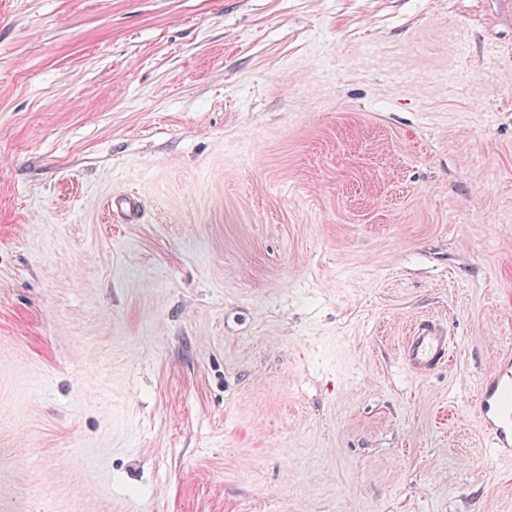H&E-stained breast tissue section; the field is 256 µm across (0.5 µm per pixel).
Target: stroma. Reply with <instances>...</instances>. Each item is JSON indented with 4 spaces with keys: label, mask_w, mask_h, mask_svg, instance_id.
<instances>
[{
    "label": "stroma",
    "mask_w": 512,
    "mask_h": 512,
    "mask_svg": "<svg viewBox=\"0 0 512 512\" xmlns=\"http://www.w3.org/2000/svg\"><path fill=\"white\" fill-rule=\"evenodd\" d=\"M510 297L512 0H0V512H512ZM448 336L432 322L420 323L406 345L405 359L413 369H427L443 364L448 356ZM481 426L499 456L512 457V355H500L484 377L476 401Z\"/></svg>",
    "instance_id": "35a3bbf8"
}]
</instances>
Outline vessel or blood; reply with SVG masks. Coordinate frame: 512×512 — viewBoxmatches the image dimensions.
Segmentation results:
<instances>
[{
  "label": "vessel or blood",
  "mask_w": 512,
  "mask_h": 512,
  "mask_svg": "<svg viewBox=\"0 0 512 512\" xmlns=\"http://www.w3.org/2000/svg\"><path fill=\"white\" fill-rule=\"evenodd\" d=\"M448 338L432 322L420 323L406 345L405 359L422 370L443 364ZM479 421L499 456L512 457V355H500L484 377L476 401Z\"/></svg>",
  "instance_id": "obj_1"
}]
</instances>
